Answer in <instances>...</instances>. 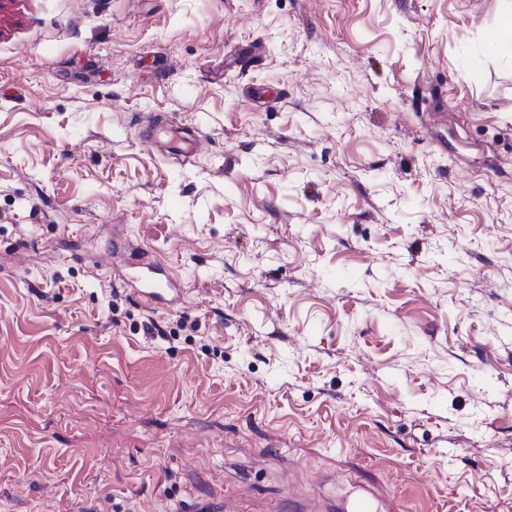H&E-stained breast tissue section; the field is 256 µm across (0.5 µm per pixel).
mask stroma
<instances>
[{
  "instance_id": "obj_1",
  "label": "stroma",
  "mask_w": 512,
  "mask_h": 512,
  "mask_svg": "<svg viewBox=\"0 0 512 512\" xmlns=\"http://www.w3.org/2000/svg\"><path fill=\"white\" fill-rule=\"evenodd\" d=\"M502 9L0 0V512H512ZM129 251V255L126 254ZM139 253L130 248L129 243L118 237L114 241V254L120 263H112V268L101 269L113 274L114 282L123 288H132L152 306H176L181 302L182 290L179 277L169 269L146 260L145 257L133 256ZM402 507L397 499H391L384 507L380 508L375 495L361 487L349 505L345 508H337L336 512H402Z\"/></svg>"
}]
</instances>
